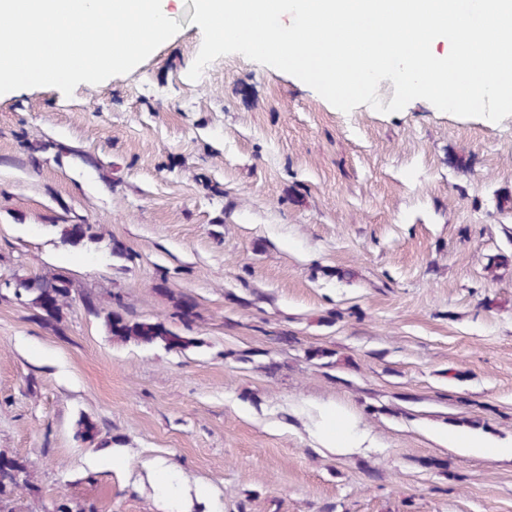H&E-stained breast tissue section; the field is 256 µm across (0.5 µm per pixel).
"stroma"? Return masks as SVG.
<instances>
[{
    "mask_svg": "<svg viewBox=\"0 0 512 512\" xmlns=\"http://www.w3.org/2000/svg\"><path fill=\"white\" fill-rule=\"evenodd\" d=\"M194 13L129 73L0 94V276L72 284L56 321L0 288L13 512H512L511 458L425 433L512 440V116L344 113L236 53L193 81ZM109 310L193 343L117 341ZM321 406L373 447L321 448ZM428 435L444 447L456 448L462 456L486 455L494 452L512 458V444L496 443L480 433L466 432L450 435L448 431L432 428ZM11 466L8 469H3L0 466V511L7 508V502L15 491L25 488L29 482V471L27 466L18 459L10 456Z\"/></svg>",
    "mask_w": 512,
    "mask_h": 512,
    "instance_id": "35a3bbf8",
    "label": "stroma"
}]
</instances>
